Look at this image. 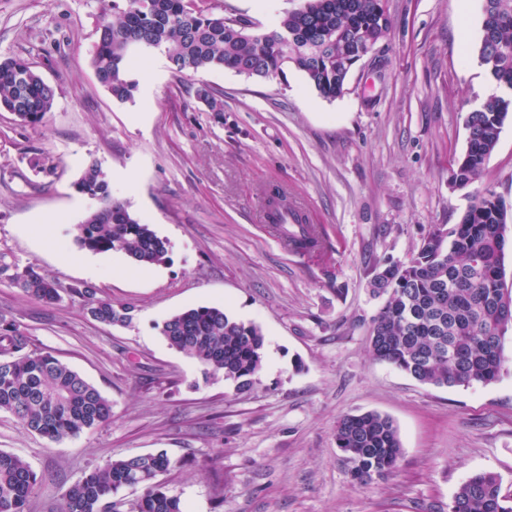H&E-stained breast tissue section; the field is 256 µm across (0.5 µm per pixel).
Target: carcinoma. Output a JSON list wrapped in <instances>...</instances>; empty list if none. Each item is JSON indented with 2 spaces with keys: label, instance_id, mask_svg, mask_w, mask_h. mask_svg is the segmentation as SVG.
Wrapping results in <instances>:
<instances>
[{
  "label": "carcinoma",
  "instance_id": "obj_1",
  "mask_svg": "<svg viewBox=\"0 0 512 512\" xmlns=\"http://www.w3.org/2000/svg\"><path fill=\"white\" fill-rule=\"evenodd\" d=\"M390 20L381 0H304L269 28L240 17L192 10L189 0H125L102 7L91 58L96 79L112 97L134 99L128 78L137 53L159 50L180 74L230 69L257 79L287 80L301 73L322 97L342 95L355 53L372 51L385 38ZM478 63L501 92L485 97L465 118L467 145L451 164L450 183L465 189L481 177L512 114V0H486L482 8ZM195 97L210 112L224 111L221 95L209 84ZM56 91L24 57L0 58V111L37 126L52 111ZM97 201L80 225V247L98 253L120 251L133 262H163L169 243L127 205L112 198L105 172L93 160L76 182ZM507 212L486 188L469 201L459 224L447 233L430 232L406 262L375 269L374 297L384 299L372 320L370 347L375 359L435 387L487 385L504 366L503 338L512 326V289L504 285ZM312 255L322 248L315 234L293 242ZM0 275L26 295L46 304L60 301V289L32 266H12L0 256ZM90 300V315L108 325L131 320L130 309L96 297L92 288L75 290ZM161 334L175 350L248 391L263 366L265 337L217 306L186 309L166 319ZM30 337L0 317V411L50 442L75 437L112 417L100 391L49 351L30 348ZM336 446L353 481L366 485L393 473L403 454L398 428L375 411L346 415L336 425ZM172 466L161 450L121 456L96 466L62 493L59 512H121L118 495L142 490L134 512H184L178 497L159 480ZM37 473L21 456L0 450V512H28ZM448 512H512V493L501 478L479 473L466 479L448 502Z\"/></svg>",
  "mask_w": 512,
  "mask_h": 512
}]
</instances>
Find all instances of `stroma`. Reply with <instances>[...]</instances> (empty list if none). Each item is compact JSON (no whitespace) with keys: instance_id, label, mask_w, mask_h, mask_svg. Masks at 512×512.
<instances>
[{"instance_id":"1","label":"stroma","mask_w":512,"mask_h":512,"mask_svg":"<svg viewBox=\"0 0 512 512\" xmlns=\"http://www.w3.org/2000/svg\"><path fill=\"white\" fill-rule=\"evenodd\" d=\"M302 3L206 5L266 27ZM388 13L389 35L340 97L323 98L296 71L284 83L229 69L183 75L153 52L137 55L135 99L119 103L90 66L99 0H0V56L30 59L56 90L40 125L0 112V253L62 294L46 304L0 277V313L112 404L108 423L58 443L0 413V450L40 480L30 512H57L65 487L114 456L159 450L173 461L160 479L185 512H442L463 480L485 472L512 490V329L488 385H424L371 353L375 267L453 228L484 188L512 210V119L477 182L448 181L467 113L495 89L477 63L481 0H388ZM201 82L222 94L223 115L195 98ZM38 158L46 170L33 168ZM92 160L113 196L168 240L150 276L128 274L124 253L78 245L93 202L74 183ZM269 186L305 203L321 253L279 246L258 209ZM83 285L129 307L131 322L95 321L76 293ZM193 306L261 328L250 391L167 344L160 324ZM365 411L395 422L403 457L360 485L335 432Z\"/></svg>"}]
</instances>
